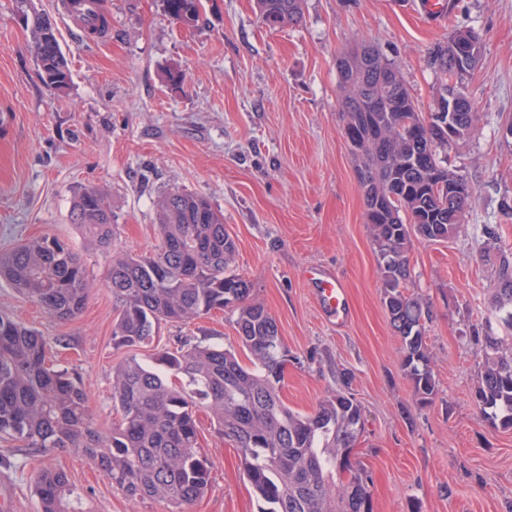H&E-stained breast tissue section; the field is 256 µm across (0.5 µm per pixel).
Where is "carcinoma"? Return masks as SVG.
Wrapping results in <instances>:
<instances>
[{"label": "carcinoma", "instance_id": "obj_1", "mask_svg": "<svg viewBox=\"0 0 512 512\" xmlns=\"http://www.w3.org/2000/svg\"><path fill=\"white\" fill-rule=\"evenodd\" d=\"M164 13L190 29L202 19V0H161ZM303 0H256L259 22L269 29L296 24ZM32 46L44 86L65 92L71 75L49 19L29 15ZM482 44L473 28L453 32L448 44L430 53V66L460 109L449 114L455 138L465 139L478 115L464 90L474 70H453L448 46ZM336 67L345 127L378 253L383 305L402 342V366L414 394L423 401L437 385L426 344V308L408 292V253L413 239L442 242L455 235L458 216L471 194L466 178L448 169L442 154L448 143L430 149L418 125L420 112L397 68L371 44L338 56ZM362 76L377 104L366 115L353 110ZM375 135H369L371 128ZM463 193L448 202V185ZM382 189L394 199L371 204ZM71 223L100 246L112 250L106 286L118 315L112 329L115 349L131 354L112 366V428L97 426L80 373L49 363L64 343L45 336L0 311V440L15 441L47 458L30 475L38 512H92L68 474L50 462L77 451L131 498L167 502L171 512H187L210 483L211 462L198 448L195 412L208 410L224 438L238 448L244 473L261 502L259 512H373L371 475L361 461L343 463L345 438L360 436L363 410L352 394L334 392L310 414L288 408L280 384L288 363L279 326L253 299V284L231 269L235 241L224 217L204 198L180 190L159 201L157 244L149 252L112 249V205L95 187L79 189L70 208ZM0 278L18 294L61 321L75 318L95 288L73 246L58 237L29 239L0 252ZM233 307L236 331L251 365L219 344L184 340L145 362L134 350L151 345L162 324H188L213 311ZM492 308L506 335L474 331L482 361L473 401L494 429H512V252H498V284Z\"/></svg>", "mask_w": 512, "mask_h": 512}]
</instances>
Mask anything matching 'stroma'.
<instances>
[{"instance_id": "1", "label": "stroma", "mask_w": 512, "mask_h": 512, "mask_svg": "<svg viewBox=\"0 0 512 512\" xmlns=\"http://www.w3.org/2000/svg\"><path fill=\"white\" fill-rule=\"evenodd\" d=\"M58 0H33L48 15L65 53L71 85L44 87L29 28L16 0H0V250L38 236L67 239L96 283L82 312L60 321L0 281V311L47 336H60L51 362L78 368L101 428L112 425L115 311L105 284L111 260L69 221L74 193L105 192L113 243L146 252L156 243L158 202L179 189L206 198L236 242L233 268L276 318L288 352L281 391L307 413L349 388L364 412L357 455L373 483V512H512V430L485 423L472 400L479 357L474 327H503L491 307L498 261L485 226L512 251V0H448L447 21L427 18L419 0H304L299 24L261 25L254 0H203L194 29L175 24L160 0H108L112 33L92 44L74 35ZM483 36L466 93L479 119L449 149L450 170L472 194L460 229L445 242L414 241L409 286L427 305L426 343L437 393L417 401L402 367V345L383 305L375 245L364 221L356 161L343 137L336 57L360 42L378 46L402 74L422 113L441 86L428 60L453 27ZM179 65L182 89L165 70ZM346 290L342 318L318 297L319 274ZM228 307L189 324H164L139 358L179 341L218 342L247 360ZM198 443L211 483L191 512H258L240 456L198 411ZM0 512H37L31 449L0 442ZM56 463L84 492L93 512H169L166 502L131 499L77 452Z\"/></svg>"}]
</instances>
